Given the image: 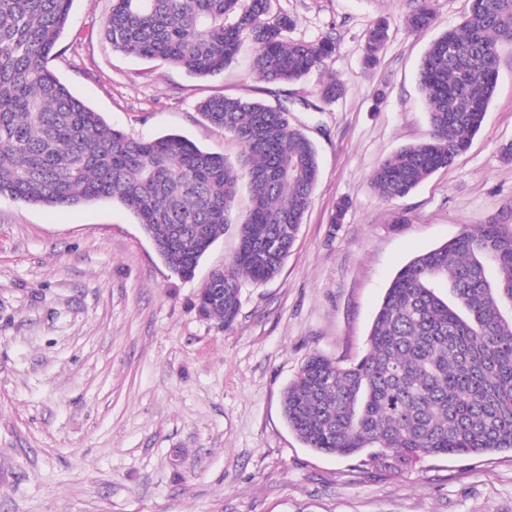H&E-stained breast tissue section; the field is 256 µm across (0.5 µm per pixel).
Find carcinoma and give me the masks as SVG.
<instances>
[{"label": "carcinoma", "mask_w": 512, "mask_h": 512, "mask_svg": "<svg viewBox=\"0 0 512 512\" xmlns=\"http://www.w3.org/2000/svg\"><path fill=\"white\" fill-rule=\"evenodd\" d=\"M73 3L0 0V197L47 207L119 202L168 268L190 278L247 182L239 248L197 304L229 328L241 278H273L293 247L318 178L315 146L291 124L288 102L226 95L198 111L240 144L234 162L181 135L136 140L108 126L47 66ZM434 16L433 0H417L405 25L423 32ZM293 24L270 15L269 0H112L104 33L122 53L198 77L223 71L248 39L256 76L289 84L336 50L329 39H288ZM389 27L382 17L368 29L367 66L378 63ZM501 41L512 42V0H471L463 21L430 44L419 73L430 134L375 168L379 197L408 195L468 149L497 87ZM283 413L306 447L364 455L397 473L426 456L512 450V235L483 224L404 265L366 353L348 365L309 356Z\"/></svg>", "instance_id": "carcinoma-1"}]
</instances>
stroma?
I'll list each match as a JSON object with an SVG mask.
<instances>
[{"instance_id": "1", "label": "stroma", "mask_w": 512, "mask_h": 512, "mask_svg": "<svg viewBox=\"0 0 512 512\" xmlns=\"http://www.w3.org/2000/svg\"><path fill=\"white\" fill-rule=\"evenodd\" d=\"M413 6L270 0L294 20L289 39L336 42L325 70L279 85L256 78L246 51L206 78L115 51L103 35L112 0H75L48 66L110 127L135 139L180 134L234 161L240 145L198 103L284 101L318 150L319 176L280 272L243 281L227 330L195 304L236 252L237 225L184 279L121 204L0 197V512H512L511 451L428 456L395 474L307 448L283 414L309 355H364L410 260L480 224L512 235V162L500 154L512 141V43L498 46V84L467 151L405 197L372 188L380 162L427 138L421 60L469 0H434L421 33L403 23ZM381 17L388 39L370 68L364 34ZM331 76L344 95L312 110ZM398 213L407 223H394Z\"/></svg>"}]
</instances>
